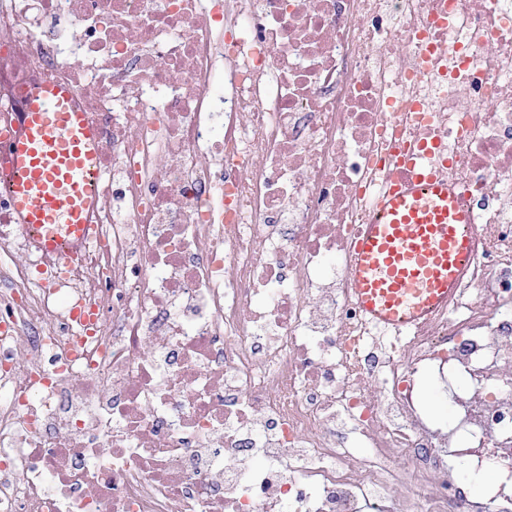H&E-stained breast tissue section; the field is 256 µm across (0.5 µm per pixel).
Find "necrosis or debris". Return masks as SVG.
<instances>
[{
  "label": "necrosis or debris",
  "instance_id": "4bbe7bcc",
  "mask_svg": "<svg viewBox=\"0 0 512 512\" xmlns=\"http://www.w3.org/2000/svg\"><path fill=\"white\" fill-rule=\"evenodd\" d=\"M42 79L99 195L69 260L0 194V512H512V0H0V125ZM422 140L476 263L396 337L347 260ZM415 396L428 422L435 429L447 424L450 413H452V407L437 390L436 378L433 374L431 376H420Z\"/></svg>",
  "mask_w": 512,
  "mask_h": 512
}]
</instances>
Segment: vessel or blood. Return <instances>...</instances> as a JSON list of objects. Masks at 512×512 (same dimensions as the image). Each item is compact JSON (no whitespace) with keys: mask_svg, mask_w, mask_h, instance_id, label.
<instances>
[{"mask_svg":"<svg viewBox=\"0 0 512 512\" xmlns=\"http://www.w3.org/2000/svg\"><path fill=\"white\" fill-rule=\"evenodd\" d=\"M21 96L15 132L0 138V187L38 248L65 253L95 215L100 130L67 86L46 80ZM436 148L425 141L406 150L403 176L355 240L352 295L365 320L388 333L432 320L471 275L476 226L454 184L430 171Z\"/></svg>","mask_w":512,"mask_h":512,"instance_id":"obj_1","label":"vessel or blood"}]
</instances>
